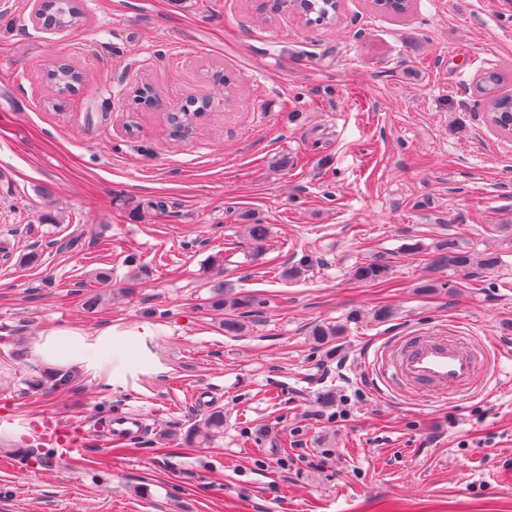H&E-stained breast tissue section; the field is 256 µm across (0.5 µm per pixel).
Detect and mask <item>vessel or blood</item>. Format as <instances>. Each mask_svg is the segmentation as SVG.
<instances>
[{"instance_id": "b4317fda", "label": "vessel or blood", "mask_w": 512, "mask_h": 512, "mask_svg": "<svg viewBox=\"0 0 512 512\" xmlns=\"http://www.w3.org/2000/svg\"><path fill=\"white\" fill-rule=\"evenodd\" d=\"M486 361L484 346L456 332H422L393 340L381 357V368L392 371L407 393L442 398L470 392ZM147 421L142 412L117 415L109 421L107 433L116 441L136 439L144 434ZM40 438L56 456L71 459L83 454L87 432L81 423L54 419L45 423Z\"/></svg>"}]
</instances>
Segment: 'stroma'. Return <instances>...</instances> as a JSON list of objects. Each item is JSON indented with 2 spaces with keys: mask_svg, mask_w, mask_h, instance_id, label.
Returning a JSON list of instances; mask_svg holds the SVG:
<instances>
[{
  "mask_svg": "<svg viewBox=\"0 0 512 512\" xmlns=\"http://www.w3.org/2000/svg\"><path fill=\"white\" fill-rule=\"evenodd\" d=\"M82 4L83 26L54 34L28 0H0V226L15 229L0 256V512H512V140L476 88L495 71L512 91V0H413L398 20L344 0L333 29L244 0ZM50 57L85 76L56 108ZM217 69L233 104L170 140L162 109L223 97ZM141 81L161 108L134 102ZM249 224L268 226L262 247ZM445 239L501 261L470 278L433 268ZM378 255L389 279L353 280ZM218 268L254 301L244 335L209 305ZM382 306L390 320L374 321ZM327 322L347 330L316 346ZM54 326L88 350L44 395L30 384L53 371L36 343ZM451 326L490 350L464 400L373 373L396 337ZM211 406L223 436L187 445ZM131 410L147 433L109 444L104 419ZM49 418L84 421L82 456L34 444Z\"/></svg>",
  "mask_w": 512,
  "mask_h": 512,
  "instance_id": "obj_1",
  "label": "stroma"
}]
</instances>
